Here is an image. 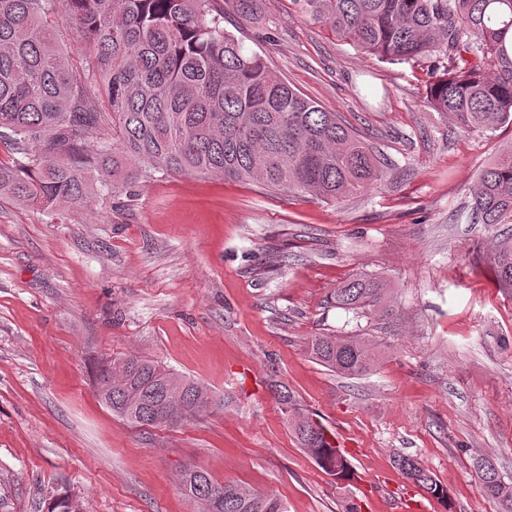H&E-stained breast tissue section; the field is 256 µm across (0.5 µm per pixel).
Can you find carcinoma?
I'll return each instance as SVG.
<instances>
[{"label":"carcinoma","instance_id":"1","mask_svg":"<svg viewBox=\"0 0 512 512\" xmlns=\"http://www.w3.org/2000/svg\"><path fill=\"white\" fill-rule=\"evenodd\" d=\"M59 3L75 21L84 68L55 36ZM336 36L387 61L427 65V104L478 133L512 126V0H294ZM257 19V0H231ZM473 59H468V56ZM0 143L19 156L0 164V197L53 213L131 193L153 173L222 175L272 190L338 201L378 181L374 151L334 112L274 75L224 30L210 0H0ZM471 215L499 230L493 261L499 287L512 290V144L484 167L471 190ZM383 280L356 276L336 289L340 308L378 307ZM311 355L350 376L367 373L370 351L354 339L313 336ZM112 412L134 424H178L216 404L209 390L159 362L115 358ZM300 446L324 472L349 480L348 460L326 429L297 415ZM396 469L433 498L448 490L416 459ZM483 494L512 512V487L489 460L477 462ZM179 484L202 512H286L275 497L219 485L197 466ZM47 512H82L72 496Z\"/></svg>","mask_w":512,"mask_h":512}]
</instances>
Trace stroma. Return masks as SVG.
Here are the masks:
<instances>
[{
  "instance_id": "stroma-1",
  "label": "stroma",
  "mask_w": 512,
  "mask_h": 512,
  "mask_svg": "<svg viewBox=\"0 0 512 512\" xmlns=\"http://www.w3.org/2000/svg\"><path fill=\"white\" fill-rule=\"evenodd\" d=\"M213 13L284 82L373 145L378 183L337 202L252 181L157 172L130 196L51 216L0 199V512L76 495L82 512H200L178 486L198 466L269 493L287 512H500L477 459L512 485V293L469 191L512 127L480 134L426 104L414 63L358 51L258 0ZM385 280L386 313L338 308L347 279ZM355 337L374 368L347 376L310 337ZM136 355L207 387L219 407L136 426L98 398L99 363ZM347 438L354 479L319 468L269 385ZM409 455L448 489L444 507L394 466Z\"/></svg>"
}]
</instances>
